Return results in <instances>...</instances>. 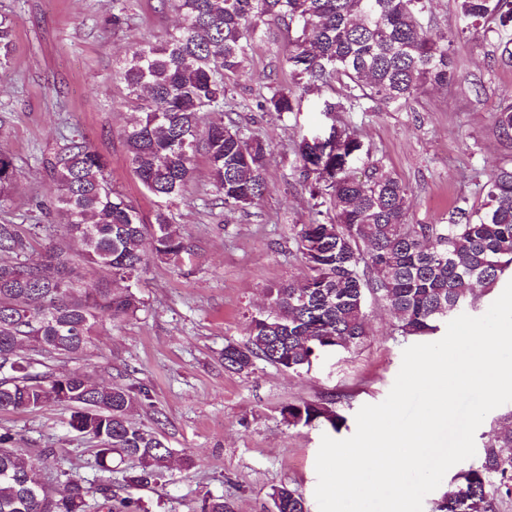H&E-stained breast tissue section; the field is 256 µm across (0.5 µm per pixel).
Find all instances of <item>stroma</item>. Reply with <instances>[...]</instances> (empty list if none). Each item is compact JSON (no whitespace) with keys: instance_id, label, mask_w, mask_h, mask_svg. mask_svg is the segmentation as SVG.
Returning a JSON list of instances; mask_svg holds the SVG:
<instances>
[{"instance_id":"1","label":"stroma","mask_w":512,"mask_h":512,"mask_svg":"<svg viewBox=\"0 0 512 512\" xmlns=\"http://www.w3.org/2000/svg\"><path fill=\"white\" fill-rule=\"evenodd\" d=\"M9 15L13 43L0 66V150L19 170L15 189L0 205V222L46 224L36 202H50L52 184L42 156L60 150L65 138H82L107 160L112 184L144 212L154 204L135 177L122 131L139 107L113 75L134 43L164 39L179 16L162 0H0ZM431 28L454 35L461 78L428 88L410 108L388 112L323 113V96H305L300 112L279 116L257 106L259 87L250 74L290 85L283 64L285 31L254 44L248 74L230 85L236 120L266 140L269 192L259 206L228 211L216 195L205 160H198L185 197L174 209L181 233L194 254L179 265L151 261L132 287L142 305L128 319L108 320L83 353L46 361L47 372L87 371L102 383L122 382L148 391L134 414L171 448V467L148 488L125 485L133 459L114 462L112 488L138 500L143 512H199L201 499L224 496L234 512H268L274 488H299L310 512L315 499L316 457L324 434L351 437L355 415L382 402L413 338L403 337L385 303L369 297V335L356 350L324 354L308 371L295 374L264 361L251 373L225 370L226 342L248 339L250 314L267 309L269 288L299 282L310 269L296 251L295 225L336 219L328 191L313 193L314 179L299 170L296 147L303 137L331 125L355 130L375 157L405 183L411 198L409 221L434 224L446 218L455 198L481 206L482 185L512 163V140L495 127L499 99L512 94V67L499 64L496 20L485 30L456 38V0H434ZM338 396L346 423L293 427L280 415L283 405ZM71 410L50 405L0 411V432L10 431L15 447L60 486L58 468H74L97 483L95 440L69 426ZM52 448L56 459L45 460Z\"/></svg>"}]
</instances>
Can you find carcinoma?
I'll list each match as a JSON object with an SVG mask.
<instances>
[{"instance_id": "cac0c4a2", "label": "carcinoma", "mask_w": 512, "mask_h": 512, "mask_svg": "<svg viewBox=\"0 0 512 512\" xmlns=\"http://www.w3.org/2000/svg\"><path fill=\"white\" fill-rule=\"evenodd\" d=\"M432 0H174L182 24L159 45L142 41L116 76L140 102L141 116L124 131L134 175L154 199V222L112 188L106 161L84 141L70 138L41 158L53 187L51 215L80 241L75 254L56 242L33 258V241L49 226L0 223V410L50 404L73 408L72 430L103 443L95 465L103 476L91 489L62 471L64 489L49 491L41 470L10 433H0V512H139L134 500L112 493L114 458H134L132 486L154 483L168 468L169 448L131 420L145 392L130 385L95 383L84 371H34L19 355H71L91 343L105 319L136 315L141 301L129 282L147 266L146 240L155 259L177 264L192 246L173 229V208L192 180L198 156L224 207L245 210L263 200L267 145L250 129L224 123L236 111L228 82L245 73L253 44L272 28L299 33L284 64L295 86L266 84L257 107L279 115L300 111L304 96L337 80L341 100L325 112H371L407 107L426 88L457 78L453 40L431 31ZM459 34L490 17L512 28V0H457ZM13 29L0 14V65L8 62ZM495 126L512 137V95L503 96ZM301 173L326 184L336 222L302 224L295 241L313 275L296 287L268 289L270 310L249 318L248 340L224 346V366L247 372L264 360L292 373L309 370L327 351H349L367 338V295L385 300L405 337L428 336L438 323L473 303L476 285L492 287L512 271V166L481 188L480 208L458 200L446 224L408 223L409 197L394 171L348 127L304 138L296 147ZM18 169L0 150V202L16 185ZM98 266L109 281L84 286L78 268ZM290 426L344 418L324 402L289 403L280 410ZM102 503H90V493ZM274 512H309L303 493L282 485L270 495ZM512 501V430L491 438L481 462L462 472L434 502L433 512H500ZM200 512H233L222 496H208Z\"/></svg>"}]
</instances>
